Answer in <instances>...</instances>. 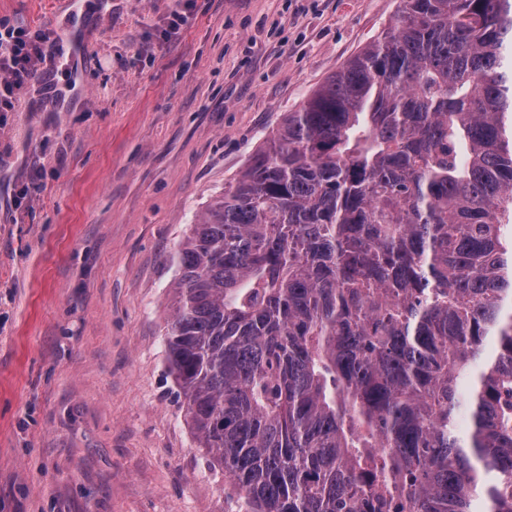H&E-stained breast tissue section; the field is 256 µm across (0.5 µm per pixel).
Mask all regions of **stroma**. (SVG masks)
<instances>
[{"mask_svg": "<svg viewBox=\"0 0 512 512\" xmlns=\"http://www.w3.org/2000/svg\"><path fill=\"white\" fill-rule=\"evenodd\" d=\"M0 0L67 40L0 112V512H240L166 361L172 257L400 0ZM192 4L193 3H186L184 11H172L161 19V43H170L177 39L180 30L188 20L186 13L187 11L189 12V8L192 7Z\"/></svg>", "mask_w": 512, "mask_h": 512, "instance_id": "obj_1", "label": "stroma"}]
</instances>
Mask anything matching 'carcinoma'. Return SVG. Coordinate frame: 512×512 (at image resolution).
Listing matches in <instances>:
<instances>
[{
    "mask_svg": "<svg viewBox=\"0 0 512 512\" xmlns=\"http://www.w3.org/2000/svg\"><path fill=\"white\" fill-rule=\"evenodd\" d=\"M508 46L512 0H401L180 243L167 361L246 512H512Z\"/></svg>",
    "mask_w": 512,
    "mask_h": 512,
    "instance_id": "1",
    "label": "carcinoma"
}]
</instances>
